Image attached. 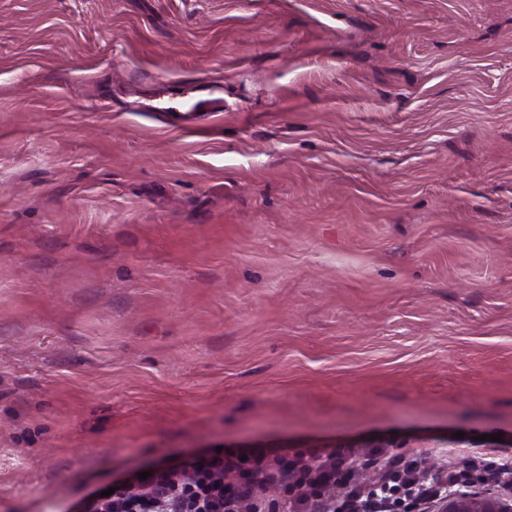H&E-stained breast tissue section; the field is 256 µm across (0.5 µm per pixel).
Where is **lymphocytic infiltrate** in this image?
<instances>
[{
	"instance_id": "lymphocytic-infiltrate-1",
	"label": "lymphocytic infiltrate",
	"mask_w": 512,
	"mask_h": 512,
	"mask_svg": "<svg viewBox=\"0 0 512 512\" xmlns=\"http://www.w3.org/2000/svg\"><path fill=\"white\" fill-rule=\"evenodd\" d=\"M512 487V456L475 449L462 465L428 474L424 456L386 448H305L247 456L228 450L187 456L151 469L147 479L118 483L96 512H423L462 487L478 493L488 477ZM279 497L270 499L269 488Z\"/></svg>"
}]
</instances>
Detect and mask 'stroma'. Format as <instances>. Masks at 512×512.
Instances as JSON below:
<instances>
[{
	"label": "stroma",
	"instance_id": "obj_1",
	"mask_svg": "<svg viewBox=\"0 0 512 512\" xmlns=\"http://www.w3.org/2000/svg\"><path fill=\"white\" fill-rule=\"evenodd\" d=\"M486 434L512 0H0V512L219 447L440 468Z\"/></svg>",
	"mask_w": 512,
	"mask_h": 512
}]
</instances>
